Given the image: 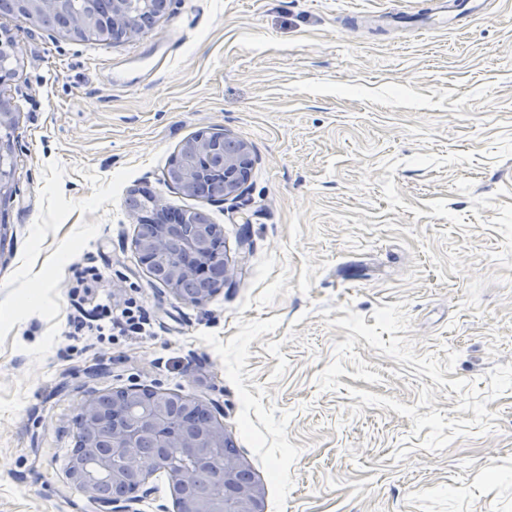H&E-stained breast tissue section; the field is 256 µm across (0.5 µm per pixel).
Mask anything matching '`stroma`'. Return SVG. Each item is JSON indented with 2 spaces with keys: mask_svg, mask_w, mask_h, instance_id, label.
Wrapping results in <instances>:
<instances>
[{
  "mask_svg": "<svg viewBox=\"0 0 512 512\" xmlns=\"http://www.w3.org/2000/svg\"><path fill=\"white\" fill-rule=\"evenodd\" d=\"M440 7L169 0L109 45L0 15V512H98L66 476L76 421L130 386L219 404L264 512H512V0ZM212 128L251 149L235 204L163 182ZM138 188L223 229L213 297L140 263ZM77 263L154 336L70 335Z\"/></svg>",
  "mask_w": 512,
  "mask_h": 512,
  "instance_id": "obj_1",
  "label": "stroma"
}]
</instances>
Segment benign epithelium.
<instances>
[{"mask_svg": "<svg viewBox=\"0 0 512 512\" xmlns=\"http://www.w3.org/2000/svg\"><path fill=\"white\" fill-rule=\"evenodd\" d=\"M124 0H113L112 32H122V37L132 38L136 32L120 19ZM230 140L222 129L207 131L191 145V150L201 155L210 150L211 138ZM252 167L249 153L237 157L224 156V195L212 198L215 203H234L241 200ZM15 170L0 165V199L11 198ZM172 225H164L157 234L140 245L144 256L141 263L149 274L160 282L175 284L183 277H201L208 272L211 247L207 240L197 239L188 244V256L177 265H161L159 258ZM144 389L133 386L124 390L123 396L112 405V413L105 414L99 400L85 403L78 418L80 432L90 436L78 441L75 456L70 463L68 477L80 492L85 494L99 512H131L130 504L151 494L147 488L154 475L153 468L141 459L142 445L151 440L159 448L175 449L161 466L170 473L174 497L186 498L187 512H262L261 490L255 484L239 482L243 469L235 456L224 458L223 471L212 478L204 491L199 489L200 478L209 473L217 455L223 452L224 424L210 423L196 435L177 436L162 440L157 435L160 423L175 418L169 400L147 405ZM127 468H141L146 474L131 488L121 485Z\"/></svg>", "mask_w": 512, "mask_h": 512, "instance_id": "1", "label": "benign epithelium"}]
</instances>
